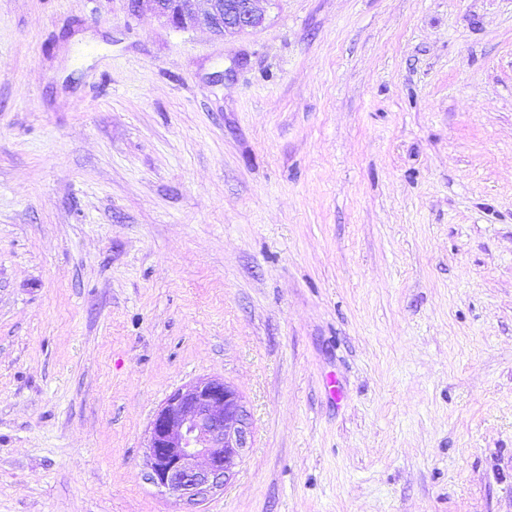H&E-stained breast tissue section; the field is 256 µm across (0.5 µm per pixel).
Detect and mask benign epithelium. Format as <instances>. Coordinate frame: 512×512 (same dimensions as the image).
<instances>
[{"label":"benign epithelium","mask_w":512,"mask_h":512,"mask_svg":"<svg viewBox=\"0 0 512 512\" xmlns=\"http://www.w3.org/2000/svg\"><path fill=\"white\" fill-rule=\"evenodd\" d=\"M260 0H130L148 4L177 29L205 28L225 38L265 23ZM251 436L239 393L220 379H203L172 393L150 422L148 480L162 493L198 501L222 486L242 461Z\"/></svg>","instance_id":"7a95c632"}]
</instances>
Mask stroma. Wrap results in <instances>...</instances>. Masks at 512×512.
I'll use <instances>...</instances> for the list:
<instances>
[{
	"instance_id": "35a3bbf8",
	"label": "stroma",
	"mask_w": 512,
	"mask_h": 512,
	"mask_svg": "<svg viewBox=\"0 0 512 512\" xmlns=\"http://www.w3.org/2000/svg\"><path fill=\"white\" fill-rule=\"evenodd\" d=\"M211 378L189 504L145 443ZM0 512H512V0H0ZM260 1L274 0H130V7L136 12L146 2L160 20L174 28H205L225 38L263 27L266 18ZM248 420L241 396L224 380L203 379L175 391L149 425L147 480L179 499L205 498L242 461Z\"/></svg>"
}]
</instances>
